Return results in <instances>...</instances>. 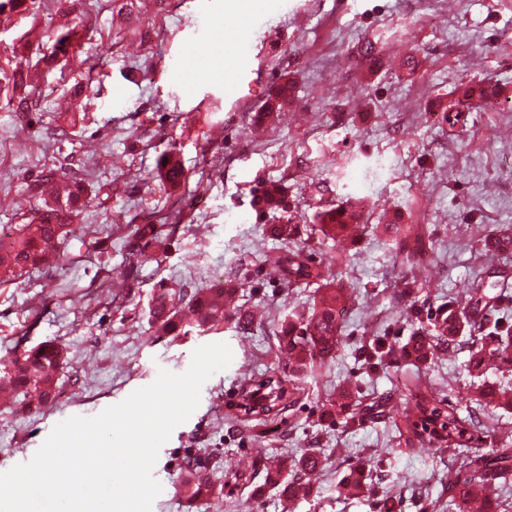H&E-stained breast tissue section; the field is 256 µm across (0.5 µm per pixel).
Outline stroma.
<instances>
[{
	"instance_id": "1",
	"label": "stroma",
	"mask_w": 512,
	"mask_h": 512,
	"mask_svg": "<svg viewBox=\"0 0 512 512\" xmlns=\"http://www.w3.org/2000/svg\"><path fill=\"white\" fill-rule=\"evenodd\" d=\"M246 0H25L0 23V230L25 223L27 179L46 168L80 172L86 185H112L106 203L91 201L76 237L39 271L0 284V363L16 349L55 340L68 351L54 402L33 408L0 401V472L36 453L54 426L94 417L150 385L159 369L181 373L201 345L226 343L233 360L206 381L198 408L158 454L162 485L152 512H197L181 491L187 457L209 451L223 488L209 512H449L447 481L467 451L440 443L398 442L415 418L401 391L421 379L460 416L479 421L485 444L512 440V411L471 412L463 396L470 334L442 358L414 367L374 357L375 346L407 343L443 302L466 305L475 287L501 272L496 319L512 327V254L489 253L492 232L512 228V0H288L275 16L284 36L253 50L254 87L245 106L224 98L225 40H211L238 21ZM91 16L82 49L49 60L67 26ZM374 45L373 62L363 50ZM202 61L185 68L182 54ZM416 55L420 66L403 65ZM36 84L39 104L16 105L12 74ZM296 82L278 120L261 121L272 87ZM498 90L491 111L439 123L436 109L457 101L461 78ZM76 114L75 133L57 113ZM176 148L193 198L185 205L157 177L165 150ZM282 180L312 263L331 266L348 294L333 359L301 382L292 410L278 419L243 420L234 402L244 380L287 377L275 328L307 311L314 290L284 281L251 200ZM363 199L367 213L354 237L321 241L317 206ZM177 225L166 252H132L136 229L159 219ZM422 234L421 283L402 265L399 241L382 224ZM242 283L235 309L252 314L238 329L155 335L148 301L163 285L205 288L226 275ZM356 400L390 399L395 420L356 425L322 419L339 386ZM317 448L324 463L311 493L288 503L261 490L263 468ZM373 473L358 498L339 496L340 482L362 465Z\"/></svg>"
}]
</instances>
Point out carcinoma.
I'll return each mask as SVG.
<instances>
[{"label": "carcinoma", "mask_w": 512, "mask_h": 512, "mask_svg": "<svg viewBox=\"0 0 512 512\" xmlns=\"http://www.w3.org/2000/svg\"><path fill=\"white\" fill-rule=\"evenodd\" d=\"M89 29L84 19L68 28L66 34L53 44L50 57L55 58L69 50L81 47L83 33ZM294 80L286 77L270 95L263 116H274L284 109L291 98ZM458 101L466 102L476 112H481L497 96L495 87L475 79L462 80L456 86ZM58 170L44 169L26 184V193L33 202L28 221L10 227L8 241L0 239V270L15 277L40 268L46 257L58 251L65 240L76 236L77 225L73 224L86 201L87 187L77 173L66 176L63 191L55 190L61 178ZM159 179L171 193L182 190L188 180L187 171L177 154L169 150L163 154L158 168ZM254 208L262 215L278 217V223L266 225L270 236L288 245L298 236V225L288 216V189L282 183L270 182L256 194ZM365 206L355 198L317 213L320 238L336 240L346 231L350 218L360 224L364 219ZM136 256L150 257L165 251L168 238L152 224L137 229ZM401 263L410 270L423 266L420 259L419 241L402 247ZM277 264L283 279L290 283L318 285L317 296L305 314H291L283 320L277 330L279 347L287 355L292 370V380L312 375L325 361L332 358L338 347L341 325L340 309L347 302L344 288L330 279V269L312 264L302 253L290 251L278 257ZM242 283L233 275L215 283L207 289H191L182 284L178 288H160L151 297L148 313L151 327L159 336L178 338L193 329L200 333L217 331L230 318H235L240 327L250 323L246 313L230 314L224 309V296L238 292ZM496 306L491 299L475 293L466 307L450 301L442 304L430 315L431 330H423L414 339L397 348L390 347L387 354L400 355L416 363H425L449 352L457 338L467 329H483L493 324L487 338L475 340L469 367L471 371L483 373L488 366L500 373L512 372V334L500 335L499 321L492 320ZM67 362V351L54 340L44 341L31 349L15 355L10 367L0 375V389H10L31 400L44 404L56 397V375ZM267 387L270 402L261 410L264 416L278 417L296 403L297 385L285 388L284 381L274 376L263 375L244 384L240 396ZM406 399L412 401L417 410L407 433H399L406 445L423 442L430 423L439 426L442 435L439 441L448 445L468 448L470 443H479L477 432L480 426L473 420L459 417L457 411L444 401L428 393V388L417 380L405 387ZM467 402L478 409L487 407L512 410V384L502 380L483 381L470 386ZM388 403L374 401L364 409L353 412L351 394L343 388L328 398L327 413H340L345 423L363 419L364 415L386 416ZM321 452L312 448L301 454L290 464L282 462L265 466L264 485L278 491L280 496L293 500L308 489L312 476L322 467ZM183 490L189 501L207 504L217 500L223 489L219 488L211 474L208 457H188L184 466ZM512 472V447L506 444L479 449L466 457L464 469L448 475V506L455 512H496L497 500L502 485L498 479Z\"/></svg>", "instance_id": "obj_1"}]
</instances>
